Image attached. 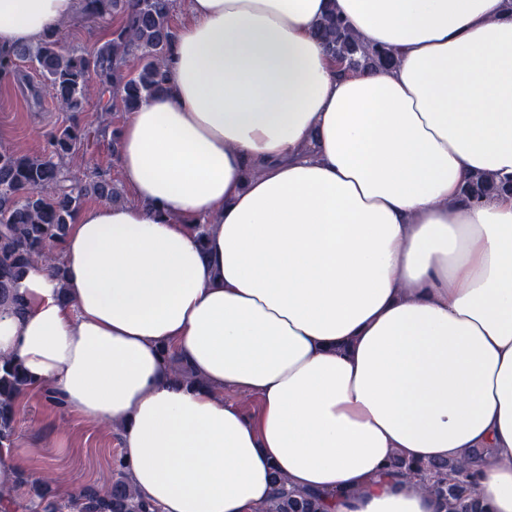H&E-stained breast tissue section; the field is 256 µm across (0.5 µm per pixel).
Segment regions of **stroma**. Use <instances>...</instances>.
<instances>
[{
	"instance_id": "obj_1",
	"label": "stroma",
	"mask_w": 512,
	"mask_h": 512,
	"mask_svg": "<svg viewBox=\"0 0 512 512\" xmlns=\"http://www.w3.org/2000/svg\"><path fill=\"white\" fill-rule=\"evenodd\" d=\"M38 81L34 66L25 62L14 80L0 85V149L42 153L47 133L66 125V113L51 98H32L31 87ZM126 118V112L119 109L102 112L94 101L82 115L91 133L82 146L87 165L110 169L116 183L121 175L112 144L97 137L95 130L104 123L121 128ZM11 446L20 454L25 474L50 483L56 491L90 488L103 492L119 472L118 432L105 422L86 423L77 413L50 403L39 390L25 395Z\"/></svg>"
}]
</instances>
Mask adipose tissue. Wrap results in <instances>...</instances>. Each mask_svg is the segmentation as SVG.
<instances>
[{"instance_id": "1", "label": "adipose tissue", "mask_w": 512, "mask_h": 512, "mask_svg": "<svg viewBox=\"0 0 512 512\" xmlns=\"http://www.w3.org/2000/svg\"><path fill=\"white\" fill-rule=\"evenodd\" d=\"M186 3L168 91L120 132L131 202L27 269L0 360L117 426L153 512H263L276 471L328 512H441L387 462L472 448L512 512V197L462 193L512 175V0ZM80 7L0 0V48ZM331 10L395 65L338 74Z\"/></svg>"}]
</instances>
